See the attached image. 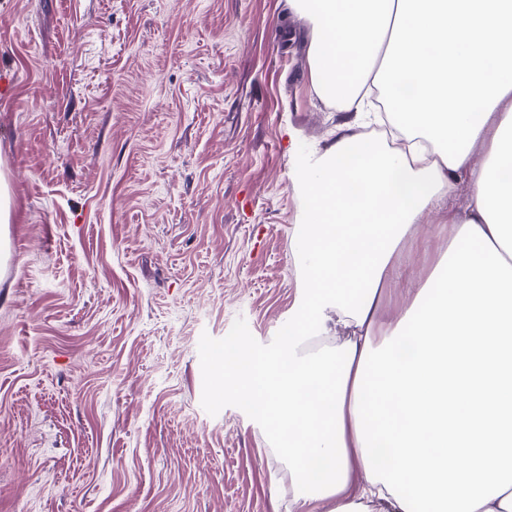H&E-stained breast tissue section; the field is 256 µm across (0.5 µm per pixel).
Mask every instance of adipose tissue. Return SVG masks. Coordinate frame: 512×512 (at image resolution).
Segmentation results:
<instances>
[{"mask_svg": "<svg viewBox=\"0 0 512 512\" xmlns=\"http://www.w3.org/2000/svg\"><path fill=\"white\" fill-rule=\"evenodd\" d=\"M288 5L310 27L318 97L356 117L293 173L309 301L275 351L227 365L292 463L289 512H512V0ZM379 102L407 147L363 135ZM462 181L465 205L448 207ZM442 232L384 329L404 243ZM313 325L330 351H307Z\"/></svg>", "mask_w": 512, "mask_h": 512, "instance_id": "obj_1", "label": "adipose tissue"}]
</instances>
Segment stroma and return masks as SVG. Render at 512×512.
I'll return each instance as SVG.
<instances>
[{"instance_id": "stroma-1", "label": "stroma", "mask_w": 512, "mask_h": 512, "mask_svg": "<svg viewBox=\"0 0 512 512\" xmlns=\"http://www.w3.org/2000/svg\"><path fill=\"white\" fill-rule=\"evenodd\" d=\"M308 45L288 0H0V512H286L224 359L308 296Z\"/></svg>"}]
</instances>
